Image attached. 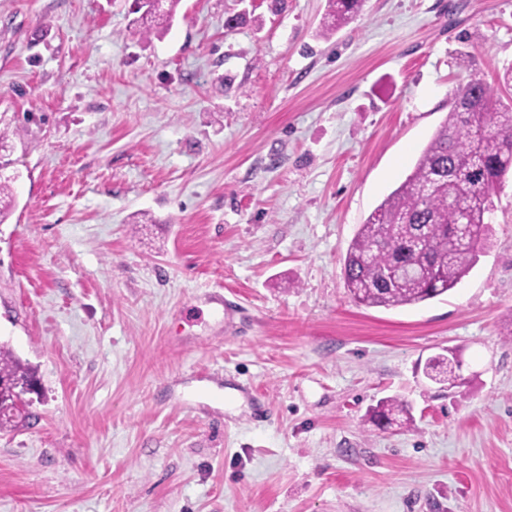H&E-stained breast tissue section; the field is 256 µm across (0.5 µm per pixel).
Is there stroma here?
Segmentation results:
<instances>
[{"label":"stroma","instance_id":"stroma-1","mask_svg":"<svg viewBox=\"0 0 512 512\" xmlns=\"http://www.w3.org/2000/svg\"><path fill=\"white\" fill-rule=\"evenodd\" d=\"M325 8L180 0L149 39L132 0H0V342L41 383L0 512H512V176L448 294L343 280L461 56L512 62V0H366L328 40ZM424 373L439 384L450 383L453 374L448 370V357L443 355L430 357L425 363ZM407 415H409L408 405L397 397L381 399L376 406L370 408L368 413L369 421L379 429H385L399 417Z\"/></svg>","mask_w":512,"mask_h":512}]
</instances>
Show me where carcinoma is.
I'll return each instance as SVG.
<instances>
[{"mask_svg":"<svg viewBox=\"0 0 512 512\" xmlns=\"http://www.w3.org/2000/svg\"><path fill=\"white\" fill-rule=\"evenodd\" d=\"M179 0L141 5L143 34L169 29ZM365 0H327L320 35L326 39L352 22ZM512 173V101L473 73L455 94L451 110L418 156L411 173L359 225L343 265L352 300L366 307H397L431 300L453 289L492 237V196ZM13 178L0 173V224L14 202ZM424 373L448 384V358H429ZM3 398L38 381L36 371L0 344ZM409 415L397 397L370 408L369 421L385 429Z\"/></svg>","mask_w":512,"mask_h":512,"instance_id":"carcinoma-1","label":"carcinoma"}]
</instances>
